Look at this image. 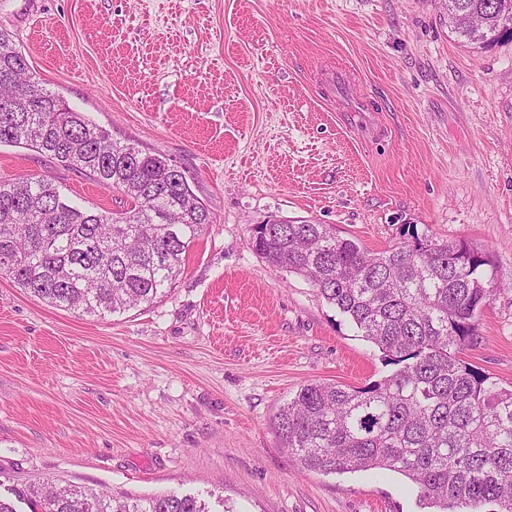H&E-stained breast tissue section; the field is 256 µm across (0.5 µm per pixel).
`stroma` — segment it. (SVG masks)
I'll return each instance as SVG.
<instances>
[{
	"label": "stroma",
	"mask_w": 512,
	"mask_h": 512,
	"mask_svg": "<svg viewBox=\"0 0 512 512\" xmlns=\"http://www.w3.org/2000/svg\"><path fill=\"white\" fill-rule=\"evenodd\" d=\"M41 84L181 167L211 222L163 297L78 317L0 279V478L217 495L234 512H423L402 475L304 471L273 429L310 381L360 386L377 347L250 245L270 219L377 253L467 240L498 291L467 360L512 389V38L465 47L442 0H0ZM119 193L0 146V180Z\"/></svg>",
	"instance_id": "stroma-1"
}]
</instances>
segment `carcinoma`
<instances>
[{
	"mask_svg": "<svg viewBox=\"0 0 512 512\" xmlns=\"http://www.w3.org/2000/svg\"><path fill=\"white\" fill-rule=\"evenodd\" d=\"M448 28L472 49L512 34V0H445ZM30 93L29 111L0 112V145L19 146L124 195L116 214L74 204L48 178L0 180V278L60 310L104 318L151 304L180 275L211 224L170 159L117 141L44 88L0 28V103ZM252 247L304 277L382 352L387 375L362 386L311 382L274 418L281 447L324 473L387 469L436 512H512V390L465 359L478 312L498 290L467 242L422 239L371 254L328 224H270ZM0 496V512H212L195 495L116 496L34 479Z\"/></svg>",
	"mask_w": 512,
	"mask_h": 512,
	"instance_id": "carcinoma-1",
	"label": "carcinoma"
}]
</instances>
